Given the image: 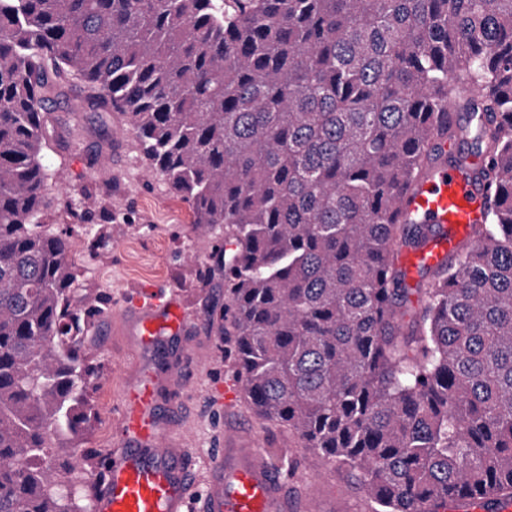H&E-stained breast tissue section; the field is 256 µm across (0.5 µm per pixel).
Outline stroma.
<instances>
[{
  "mask_svg": "<svg viewBox=\"0 0 512 512\" xmlns=\"http://www.w3.org/2000/svg\"><path fill=\"white\" fill-rule=\"evenodd\" d=\"M63 86V94L45 104L62 122L63 143L43 159L52 174L44 223L51 231L68 235L83 285L102 294L112 310L120 309L126 293L157 286L175 292L191 315L173 344H160L150 352L137 347L133 337L113 331L111 318L98 319L96 358L102 372L93 391L96 417L76 447L108 451L117 422L115 406L137 369L179 363L186 351L200 365L196 397L178 407L169 392L159 393L158 400L163 411L176 412L196 473H203L207 457L225 433L248 431L260 451L279 465L289 493L307 498V512H324L333 501L346 506L347 512H371L356 472L323 463L288 430L252 414L244 398L219 409L208 403L210 385L235 379L224 358L223 337L207 331L202 320L205 306L224 302L222 281L206 285L198 277L209 261L211 241L194 232L189 205L170 193L162 177L141 159L125 117L93 111L76 79H65ZM89 198L95 205L83 220L66 217L65 208L81 210ZM90 229L112 235L95 255L88 249Z\"/></svg>",
  "mask_w": 512,
  "mask_h": 512,
  "instance_id": "1",
  "label": "stroma"
}]
</instances>
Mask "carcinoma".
Segmentation results:
<instances>
[{
    "mask_svg": "<svg viewBox=\"0 0 512 512\" xmlns=\"http://www.w3.org/2000/svg\"><path fill=\"white\" fill-rule=\"evenodd\" d=\"M68 76L124 114L212 245L204 324L248 408L358 472L374 512L512 497V0H0V512H89L101 366L42 158ZM487 160L483 224L410 305V186Z\"/></svg>",
    "mask_w": 512,
    "mask_h": 512,
    "instance_id": "carcinoma-1",
    "label": "carcinoma"
}]
</instances>
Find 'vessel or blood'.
<instances>
[{
  "mask_svg": "<svg viewBox=\"0 0 512 512\" xmlns=\"http://www.w3.org/2000/svg\"><path fill=\"white\" fill-rule=\"evenodd\" d=\"M491 192L474 181L467 166L435 169L430 178L408 193L407 217L419 224L442 225V235L420 247L396 241L392 249L407 268L441 263L483 217ZM128 335L140 347L155 345L159 336L181 332L187 313L164 289L148 288L120 312ZM171 390L182 399L193 397L188 382H174L167 371L131 383L116 407L113 450L104 462L95 512H295L297 504L272 463L254 439L228 433L209 462L203 495H196L197 478L181 437L156 414L157 395ZM421 512H512L508 498L458 497L432 500Z\"/></svg>",
  "mask_w": 512,
  "mask_h": 512,
  "instance_id": "vessel-or-blood-1",
  "label": "vessel or blood"
}]
</instances>
